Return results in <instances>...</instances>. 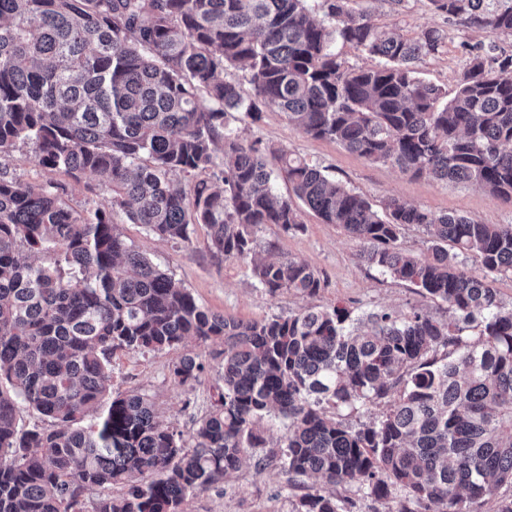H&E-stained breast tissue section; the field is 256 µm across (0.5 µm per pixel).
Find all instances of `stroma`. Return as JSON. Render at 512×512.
I'll use <instances>...</instances> for the list:
<instances>
[{"mask_svg": "<svg viewBox=\"0 0 512 512\" xmlns=\"http://www.w3.org/2000/svg\"><path fill=\"white\" fill-rule=\"evenodd\" d=\"M355 9L371 14L378 25L405 37L417 36L423 27L443 30L445 42L437 53L425 57L419 70L424 80L447 90H455L465 66L467 46L484 43L494 46L496 55H512V37L486 36L467 28L460 20L434 10L430 0H354ZM245 142L282 147L317 164L355 192L373 203L395 197L410 205L437 213H456L483 224L512 223V203L495 197L471 183L439 181L423 175L414 177L398 169L373 164L335 141L315 139L290 125L282 113L266 111L261 122L236 117L232 121ZM304 226L283 231L274 224L263 225L259 244L277 246L276 253L307 262L320 271L326 285L317 296L293 292L265 294L251 273L249 262L214 257L205 227H196L191 242L166 241L147 234L130 223L123 212L112 215L114 224L136 249L168 270L175 283L190 291L213 312L243 321H260L274 315H288L308 307L343 306L362 314L375 308L396 312L411 305H424L436 317L447 318V305L422 299L399 281L381 277L362 264L359 243L332 224L322 223L304 211ZM206 370L189 386L170 380V368L177 355L167 351L118 350L112 356V388L147 396L159 419L191 437L193 420L206 413L213 402V388L222 373L218 347L205 349ZM301 488L291 485L280 465L259 470L242 467L223 484L190 499L186 512H291Z\"/></svg>", "mask_w": 512, "mask_h": 512, "instance_id": "obj_1", "label": "stroma"}]
</instances>
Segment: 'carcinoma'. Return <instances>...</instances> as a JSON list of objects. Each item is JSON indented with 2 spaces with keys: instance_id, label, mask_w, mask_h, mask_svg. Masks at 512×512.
Listing matches in <instances>:
<instances>
[{
  "instance_id": "obj_1",
  "label": "carcinoma",
  "mask_w": 512,
  "mask_h": 512,
  "mask_svg": "<svg viewBox=\"0 0 512 512\" xmlns=\"http://www.w3.org/2000/svg\"><path fill=\"white\" fill-rule=\"evenodd\" d=\"M307 2L0 0V155L30 145L38 166L100 176L109 194L77 213L63 184L0 171V512H85L92 492L93 512H185L249 461L312 480L292 512H344L338 485L398 498L397 512H479L512 486V306L492 286L512 275V223L395 197L378 207L304 158L244 142L229 121L270 109L371 163L511 202L512 55L469 47L450 96L417 70L442 46L439 29L405 38L350 0H322L318 21ZM431 3L512 36V0ZM338 40L377 64L346 65ZM237 65L250 94L223 78ZM275 180L295 200L276 198ZM302 205L357 240L360 261L446 303L448 318L336 306L244 322L198 303L112 222L121 210L183 243L203 224L214 256L251 261L266 294L313 297L317 269L257 251L262 225L303 227ZM409 226L425 252L398 244ZM471 257L482 274L466 270ZM189 341L223 346V364L188 443L148 397L112 391V354L174 351L172 379L187 385L205 371ZM381 403L382 415L346 423ZM22 406L52 428L21 426ZM265 418L284 423L270 447Z\"/></svg>"
}]
</instances>
